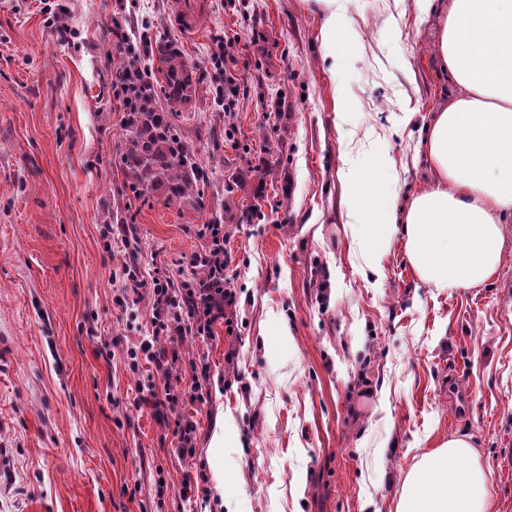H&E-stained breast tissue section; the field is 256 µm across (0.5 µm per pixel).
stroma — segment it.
Listing matches in <instances>:
<instances>
[{"label": "stroma", "instance_id": "stroma-1", "mask_svg": "<svg viewBox=\"0 0 512 512\" xmlns=\"http://www.w3.org/2000/svg\"><path fill=\"white\" fill-rule=\"evenodd\" d=\"M175 2L0 0V512H396L409 470L457 432L512 512V223L489 281L438 290L399 237L373 273L345 222L341 176L377 155L400 199L431 181L418 142L451 97L437 15L341 0L356 38L333 64L315 0H189L188 25ZM58 3L67 41L45 24ZM117 23L193 65L176 123L211 178L204 208L138 203L141 271L187 277L217 221L239 296L233 333L185 338L171 369L178 391L210 369L209 403L186 410L192 456L138 401L123 353L151 336L152 300L118 301L126 250L101 235L125 208ZM219 466L223 505L180 497Z\"/></svg>", "mask_w": 512, "mask_h": 512}]
</instances>
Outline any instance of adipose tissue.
Instances as JSON below:
<instances>
[{
    "mask_svg": "<svg viewBox=\"0 0 512 512\" xmlns=\"http://www.w3.org/2000/svg\"><path fill=\"white\" fill-rule=\"evenodd\" d=\"M324 49L338 58L352 26L338 0H316ZM436 7L439 68L455 92L419 142L432 179L407 202L386 183L388 165L345 180L347 221L372 269L404 232L410 264L432 288H473L496 272L512 222V0H451ZM486 472L468 436L441 442L406 475L396 512H493Z\"/></svg>",
    "mask_w": 512,
    "mask_h": 512,
    "instance_id": "adipose-tissue-1",
    "label": "adipose tissue"
}]
</instances>
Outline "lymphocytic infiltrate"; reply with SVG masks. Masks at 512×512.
I'll use <instances>...</instances> for the list:
<instances>
[{"mask_svg":"<svg viewBox=\"0 0 512 512\" xmlns=\"http://www.w3.org/2000/svg\"><path fill=\"white\" fill-rule=\"evenodd\" d=\"M224 262H216L209 278L198 281L184 280L182 287H175L171 277L155 275L144 278L139 267L125 265L120 270L119 280L122 295L138 293L142 288H150L153 296L151 316L152 337L139 346L128 349L126 363L131 372H139L142 362L153 364L155 371L139 383L140 390L150 396L155 415L161 423H174V433L181 442V451L194 454V433L196 425L186 418L183 408L186 402L206 403L201 392V380L208 377V366H201L200 379L192 383L190 395L177 393L166 380L170 376V366L174 363L176 341L193 334L197 338H208L215 323L228 319L227 311L238 302L237 293L230 288L224 276ZM165 338L167 346L155 347L157 338Z\"/></svg>","mask_w":512,"mask_h":512,"instance_id":"f902f5d3","label":"lymphocytic infiltrate"}]
</instances>
